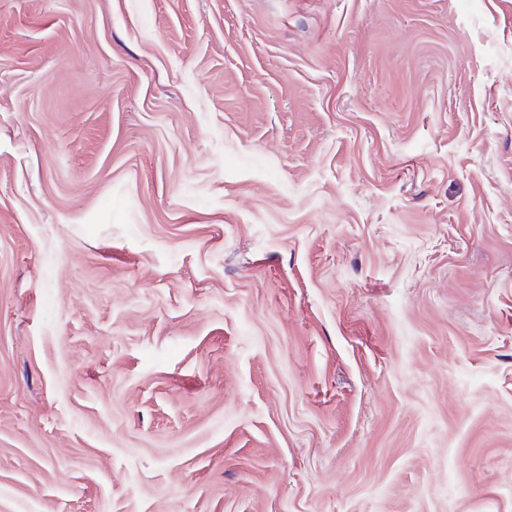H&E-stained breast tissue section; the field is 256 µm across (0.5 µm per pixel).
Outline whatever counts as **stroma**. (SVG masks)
Listing matches in <instances>:
<instances>
[{
    "instance_id": "35a3bbf8",
    "label": "stroma",
    "mask_w": 512,
    "mask_h": 512,
    "mask_svg": "<svg viewBox=\"0 0 512 512\" xmlns=\"http://www.w3.org/2000/svg\"><path fill=\"white\" fill-rule=\"evenodd\" d=\"M0 512H512V0H0Z\"/></svg>"
}]
</instances>
